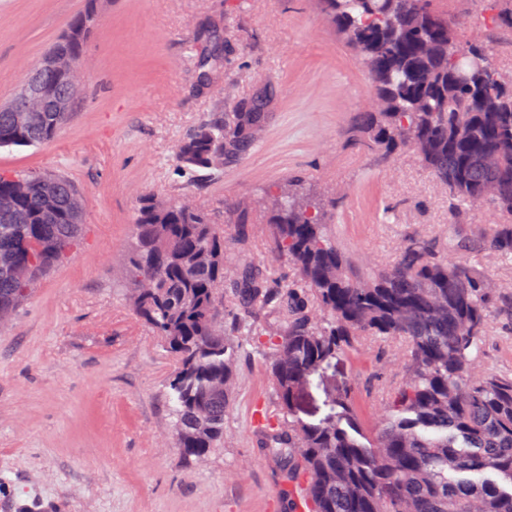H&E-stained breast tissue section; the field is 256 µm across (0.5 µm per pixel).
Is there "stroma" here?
<instances>
[{"label": "stroma", "instance_id": "obj_1", "mask_svg": "<svg viewBox=\"0 0 512 512\" xmlns=\"http://www.w3.org/2000/svg\"><path fill=\"white\" fill-rule=\"evenodd\" d=\"M85 0H0V103L20 88ZM84 71L86 99L52 142L0 147V170L54 169L85 190L79 248L0 325V512H288L279 463L255 414L277 413L265 358L241 326L224 442L202 461L174 446L168 381L175 362L133 313L124 267L140 195L191 196L223 225L236 266L263 264L267 194L299 179L343 185L326 233L357 271L392 264L416 235L480 239L500 216L457 214L447 189L407 152L362 150L370 83L357 52L315 0H100ZM484 0H453L450 18L480 30L494 64L512 43L484 29ZM220 22L223 65L200 86L205 19ZM266 102L252 148L220 170H189L175 146L207 113ZM246 205L250 224H225ZM405 344L370 336L312 376L298 416L319 422L348 385L364 424L380 389L401 378ZM480 370L512 375V311L493 315Z\"/></svg>", "mask_w": 512, "mask_h": 512}]
</instances>
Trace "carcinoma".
I'll list each match as a JSON object with an SVG mask.
<instances>
[{
	"mask_svg": "<svg viewBox=\"0 0 512 512\" xmlns=\"http://www.w3.org/2000/svg\"><path fill=\"white\" fill-rule=\"evenodd\" d=\"M88 0L51 50L85 56L98 18ZM330 22L358 51L371 86V111L357 125L363 147L385 154L408 149L466 211L504 217L483 237L493 263L512 259V72L468 43L461 24L434 0H319ZM489 22L512 32V0H489ZM456 38L448 40V26ZM200 75L222 58L205 48ZM59 97L74 84L44 72ZM21 96L0 106V147L54 140L71 112H33L20 126ZM256 110L215 112L180 141L186 169H221L260 130ZM496 152L502 165L487 169ZM81 189L51 170H0V310L16 313L33 285L80 245ZM270 255L291 264L295 288L245 266L229 275L224 229L183 198L139 197L127 254V287L140 289L135 314L151 325L176 362L169 383L175 445L202 460L224 437L236 356L230 335L269 312L284 329L269 332L266 360L284 420L267 413L258 428L280 458L282 497L304 484L312 512H512V377L480 372L494 273L470 262V247L431 238L406 242L397 260L359 274L327 237L325 204L288 189L269 198ZM241 316L227 322L224 295ZM365 336L406 341L402 379L387 391L383 414L366 430L348 388L330 403V420L295 418L296 385L312 366L355 349Z\"/></svg>",
	"mask_w": 512,
	"mask_h": 512,
	"instance_id": "carcinoma-1",
	"label": "carcinoma"
}]
</instances>
